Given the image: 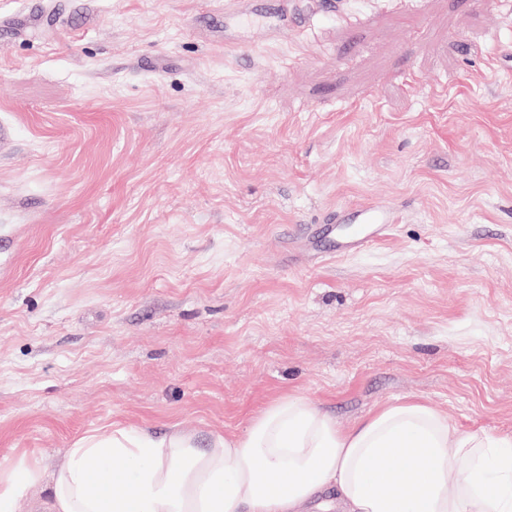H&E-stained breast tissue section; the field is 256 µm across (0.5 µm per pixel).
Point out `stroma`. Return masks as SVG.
<instances>
[{
	"mask_svg": "<svg viewBox=\"0 0 512 512\" xmlns=\"http://www.w3.org/2000/svg\"><path fill=\"white\" fill-rule=\"evenodd\" d=\"M0 0V475L299 395L512 435V0ZM369 206L396 221L337 252Z\"/></svg>",
	"mask_w": 512,
	"mask_h": 512,
	"instance_id": "obj_1",
	"label": "stroma"
}]
</instances>
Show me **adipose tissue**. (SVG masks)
Returning a JSON list of instances; mask_svg holds the SVG:
<instances>
[{
	"mask_svg": "<svg viewBox=\"0 0 512 512\" xmlns=\"http://www.w3.org/2000/svg\"><path fill=\"white\" fill-rule=\"evenodd\" d=\"M341 512H512V436L462 433L421 402L348 428L301 396L264 406L208 447L175 430L113 429L67 451L45 512H301L325 492Z\"/></svg>",
	"mask_w": 512,
	"mask_h": 512,
	"instance_id": "1",
	"label": "adipose tissue"
}]
</instances>
